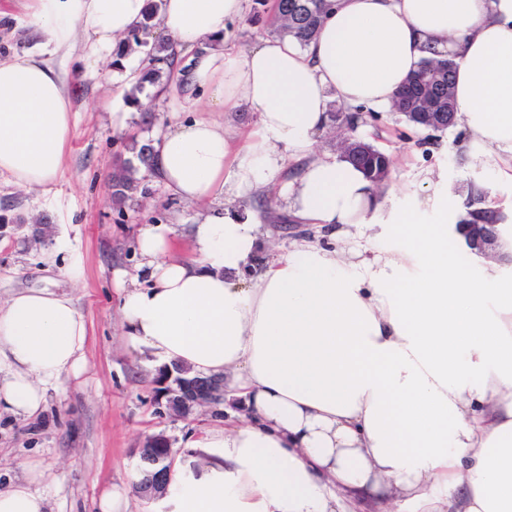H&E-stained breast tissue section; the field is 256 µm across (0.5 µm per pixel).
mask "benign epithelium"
<instances>
[{
  "label": "benign epithelium",
  "mask_w": 512,
  "mask_h": 512,
  "mask_svg": "<svg viewBox=\"0 0 512 512\" xmlns=\"http://www.w3.org/2000/svg\"><path fill=\"white\" fill-rule=\"evenodd\" d=\"M411 105L417 109L413 113L415 123L427 129L434 128L444 118L450 124L456 123L457 113L450 112L445 116L440 112H431L430 102L425 97L412 100ZM338 149L340 158L350 161L360 158L366 145L364 141L349 136L339 141ZM503 233V225L491 215L480 214L466 225L464 243L471 253L479 257L512 266V250L505 249ZM156 385V403L163 413L170 416H183L196 406L213 408L224 401V380L193 375L191 369L185 366L162 367L157 374ZM174 456L170 439L162 433L150 436L138 449L139 463L149 467L138 483L141 496L156 501L168 494Z\"/></svg>",
  "instance_id": "1"
}]
</instances>
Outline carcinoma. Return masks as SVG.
Returning a JSON list of instances; mask_svg holds the SVG:
<instances>
[{
	"label": "carcinoma",
	"instance_id": "obj_1",
	"mask_svg": "<svg viewBox=\"0 0 512 512\" xmlns=\"http://www.w3.org/2000/svg\"><path fill=\"white\" fill-rule=\"evenodd\" d=\"M158 4L149 6L144 22L126 39L118 42L116 57L138 50L145 55V65L135 82L142 91L148 86L165 88L170 81V68L174 57L171 45L150 40L157 15ZM332 11V0H273L272 25L275 31L294 38L300 45H307L317 34L325 16ZM454 63L448 58L427 59L422 62L411 80L397 94L395 108L398 112H411L410 101L417 97L432 100L434 112L455 111L452 97ZM126 149L128 158H119L112 171V203L120 207L136 196H147L150 190L147 180L154 171L155 147L153 140L142 139L134 133L129 137ZM370 176L374 170L387 165L386 155L375 149L367 157L356 161Z\"/></svg>",
	"mask_w": 512,
	"mask_h": 512
}]
</instances>
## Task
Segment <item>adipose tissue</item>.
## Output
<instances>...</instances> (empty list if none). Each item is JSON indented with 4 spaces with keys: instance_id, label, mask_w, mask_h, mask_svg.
Returning <instances> with one entry per match:
<instances>
[{
    "instance_id": "1",
    "label": "adipose tissue",
    "mask_w": 512,
    "mask_h": 512,
    "mask_svg": "<svg viewBox=\"0 0 512 512\" xmlns=\"http://www.w3.org/2000/svg\"><path fill=\"white\" fill-rule=\"evenodd\" d=\"M246 0H163L159 29L207 88L213 116L159 134L158 179L199 206L191 258L162 225L138 235V283L123 288L129 345L224 379L241 420L212 431L217 460L174 473L171 512H512V276L460 265L461 196L427 170L422 194L386 206L350 163L320 153L332 103L389 109L421 62L455 64L454 98L479 170L512 182V0H336L305 47L224 45ZM147 0H30L39 48L0 59V174L29 194L61 175L73 124L65 61L112 55ZM245 106L246 133L217 119ZM276 191L331 239L266 252L239 201ZM432 212L433 223L423 222ZM249 279H241L243 270ZM73 299L29 289L0 302V411L30 417L85 365ZM44 474L0 491V512H45Z\"/></svg>"
}]
</instances>
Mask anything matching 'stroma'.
Segmentation results:
<instances>
[{"label": "stroma", "mask_w": 512, "mask_h": 512, "mask_svg": "<svg viewBox=\"0 0 512 512\" xmlns=\"http://www.w3.org/2000/svg\"><path fill=\"white\" fill-rule=\"evenodd\" d=\"M28 4L0 0V10L11 16L0 25V58L37 49ZM270 12V6L248 0L244 17L227 23L225 45L247 49L273 39L269 25L252 20L253 14ZM73 88L70 148L64 172L50 191L31 196L0 176V300L31 288L70 295L88 326L86 366L81 376L65 378L50 391L35 417L0 414V488L22 478L27 462L34 460L51 478L44 488L47 512H98L108 488L124 496L122 512H164L162 503L147 502L132 489L137 448L147 436L165 434L176 452L175 469L188 466L198 472L209 460L198 446L206 431L236 418L220 419L203 407L184 419L158 413L153 383L158 367L126 342L114 272L136 271V239L146 224L171 226L182 252H189L197 210L155 179L149 183V208L135 200L114 208L113 161L136 132L141 113L123 96L114 108L102 109L104 89L93 80H75ZM353 135L390 157L396 204H403V190L416 187L427 168L442 172L453 193L475 186L458 129H419L399 113L381 111L363 116ZM75 257L81 276L73 281L64 271Z\"/></svg>", "instance_id": "35a3bbf8"}]
</instances>
